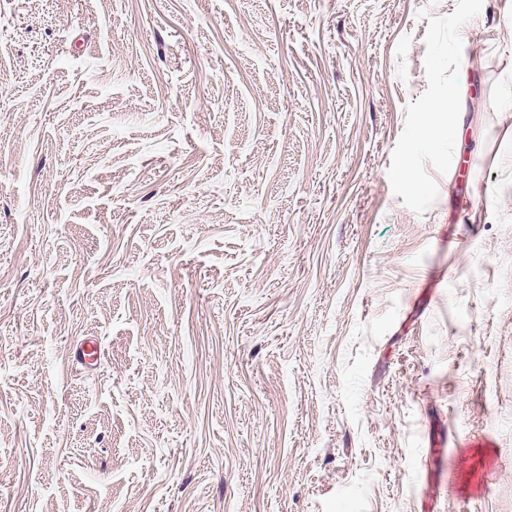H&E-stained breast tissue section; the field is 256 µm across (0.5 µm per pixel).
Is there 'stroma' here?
<instances>
[{
    "label": "stroma",
    "mask_w": 512,
    "mask_h": 512,
    "mask_svg": "<svg viewBox=\"0 0 512 512\" xmlns=\"http://www.w3.org/2000/svg\"><path fill=\"white\" fill-rule=\"evenodd\" d=\"M0 512H512V0H0Z\"/></svg>",
    "instance_id": "obj_1"
}]
</instances>
